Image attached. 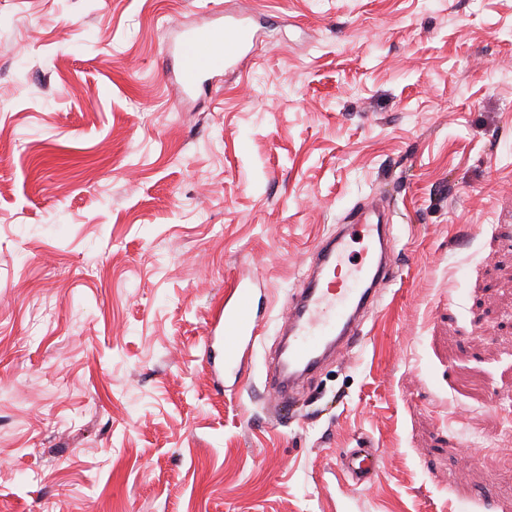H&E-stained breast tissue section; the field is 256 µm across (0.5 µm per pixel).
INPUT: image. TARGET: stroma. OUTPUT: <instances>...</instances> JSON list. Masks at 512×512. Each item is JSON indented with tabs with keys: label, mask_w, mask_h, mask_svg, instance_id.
Returning <instances> with one entry per match:
<instances>
[{
	"label": "stroma",
	"mask_w": 512,
	"mask_h": 512,
	"mask_svg": "<svg viewBox=\"0 0 512 512\" xmlns=\"http://www.w3.org/2000/svg\"><path fill=\"white\" fill-rule=\"evenodd\" d=\"M216 10L258 45L182 103L166 47ZM367 200L401 276L273 415L264 352ZM511 426L512 0H0V512H512ZM261 292L256 281L238 278L224 293V307L205 341L209 344L218 340L221 344L224 373L231 370L237 374L248 353L253 352L260 330ZM343 471L356 485L369 479L376 470L378 451L374 448H342L338 453Z\"/></svg>",
	"instance_id": "35a3bbf8"
}]
</instances>
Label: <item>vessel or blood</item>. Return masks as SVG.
<instances>
[{"label":"vessel or blood","mask_w":512,"mask_h":512,"mask_svg":"<svg viewBox=\"0 0 512 512\" xmlns=\"http://www.w3.org/2000/svg\"><path fill=\"white\" fill-rule=\"evenodd\" d=\"M254 40L249 24L237 19L189 32L170 47L176 55L170 78L184 95L209 90L211 75L238 67ZM392 231L388 209L371 203L353 211L336 235L319 240L312 271L288 303L283 330L287 348L276 352L268 364L281 399H294L304 379L325 359L341 356L363 340L364 313L375 306L381 285L400 274L387 250ZM360 241L365 253L356 261L349 249ZM261 306L254 280L237 279L225 291L224 306L207 336L208 341L220 343L225 369L239 372L252 352ZM339 457L344 473L359 484L374 473L378 451L344 448Z\"/></svg>","instance_id":"1"}]
</instances>
